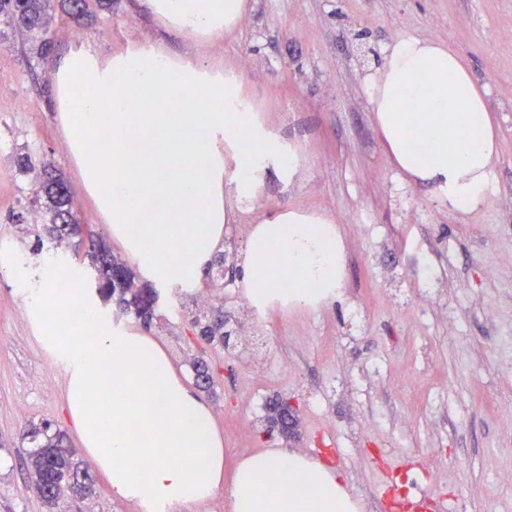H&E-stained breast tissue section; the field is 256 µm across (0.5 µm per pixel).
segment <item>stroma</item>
<instances>
[{
    "instance_id": "1",
    "label": "stroma",
    "mask_w": 512,
    "mask_h": 512,
    "mask_svg": "<svg viewBox=\"0 0 512 512\" xmlns=\"http://www.w3.org/2000/svg\"><path fill=\"white\" fill-rule=\"evenodd\" d=\"M230 36L214 37L249 98L282 139L297 145L292 182L269 173L251 208L224 227V249L243 257L253 225L281 207L338 220L345 280L314 310L269 307L247 320L232 281L202 276L159 289L150 325L113 318L149 336L184 381L205 359L200 390L224 441V481L237 461L281 449L336 465L360 512H412L419 493L450 512H512V0H248ZM46 58L0 22V512H49L22 464L30 422L67 432L66 375L40 339L14 279L38 281L29 218L37 206L16 156L53 165L75 217L91 203L58 130L52 73L82 41L100 52L141 37L168 58L186 56L187 32L158 26L150 0H88L83 19L54 17ZM110 37H102V30ZM412 35L452 42L487 91L501 132L489 206L449 213L435 192L392 166L376 131L368 85L388 48ZM28 106L19 111L17 99ZM239 342L202 345L191 321L199 292ZM295 408L294 434H266V408Z\"/></svg>"
}]
</instances>
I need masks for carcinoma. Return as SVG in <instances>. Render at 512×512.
Wrapping results in <instances>:
<instances>
[{"label":"carcinoma","mask_w":512,"mask_h":512,"mask_svg":"<svg viewBox=\"0 0 512 512\" xmlns=\"http://www.w3.org/2000/svg\"><path fill=\"white\" fill-rule=\"evenodd\" d=\"M87 0H0V16H5L16 29L31 37L42 51L50 45V29L53 11L59 10L73 20L85 15ZM40 208L48 222L38 227L33 251L40 252L45 246H58L82 234V225L74 221L60 225L57 217L72 212V198L64 178L55 170H43V180L38 195ZM87 256L90 259L92 285L105 305H115L118 313L131 316L145 325L155 314L157 293L136 283L132 269L112 254L101 237H89ZM202 337L209 343L224 344V316L216 313L204 320H195ZM271 429L288 433V415L284 402H276L270 408ZM26 437L30 448L27 464L34 490L50 508L58 500L68 496L84 500L92 495L94 479L87 466L71 448L65 433L51 429V425L33 424Z\"/></svg>","instance_id":"obj_1"}]
</instances>
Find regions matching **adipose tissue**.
Wrapping results in <instances>:
<instances>
[{
	"instance_id": "obj_1",
	"label": "adipose tissue",
	"mask_w": 512,
	"mask_h": 512,
	"mask_svg": "<svg viewBox=\"0 0 512 512\" xmlns=\"http://www.w3.org/2000/svg\"><path fill=\"white\" fill-rule=\"evenodd\" d=\"M154 13L182 27L232 34L246 0H151ZM71 72L80 90L68 122L70 148L86 184L112 211V234L156 286L196 284L224 239V227L257 193L268 172L290 179L298 165L266 127L234 106L240 81L214 82L186 59L148 65L115 58L102 79L85 53ZM198 91L204 112H164L174 86ZM380 139L396 169L432 186L449 211L491 201L500 131L485 91L451 44L405 37L391 45L369 88ZM135 111H126L128 101ZM342 241L333 217L297 208L256 224L236 286L258 308L273 299L311 308L341 292ZM27 311L43 319L67 375V416L105 473L110 493L142 512H176L222 485L224 442L208 406L151 338L119 331L99 304L80 305L81 338L48 310L61 278L44 262L36 288L26 278ZM341 471L271 449L240 459L229 512H356Z\"/></svg>"
}]
</instances>
